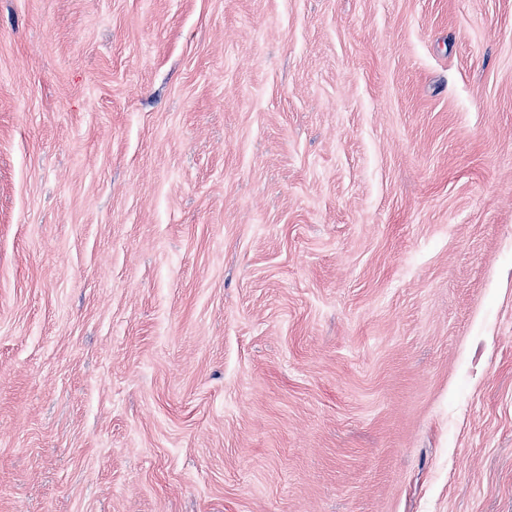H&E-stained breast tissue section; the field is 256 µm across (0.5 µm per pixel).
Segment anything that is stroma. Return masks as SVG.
Masks as SVG:
<instances>
[{
    "mask_svg": "<svg viewBox=\"0 0 512 512\" xmlns=\"http://www.w3.org/2000/svg\"><path fill=\"white\" fill-rule=\"evenodd\" d=\"M0 512H512V0H0Z\"/></svg>",
    "mask_w": 512,
    "mask_h": 512,
    "instance_id": "stroma-1",
    "label": "stroma"
}]
</instances>
